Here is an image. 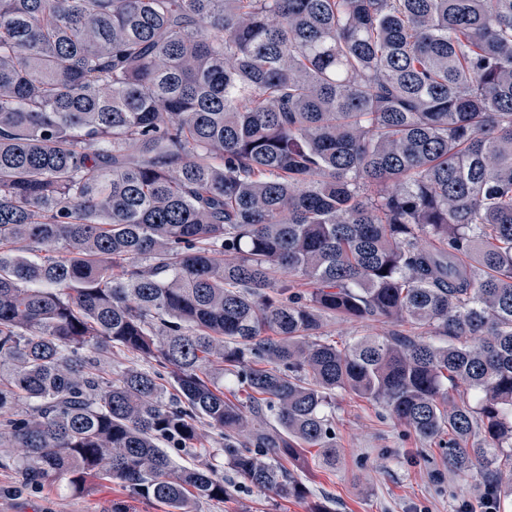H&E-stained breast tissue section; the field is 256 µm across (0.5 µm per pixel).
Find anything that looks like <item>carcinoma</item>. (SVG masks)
<instances>
[{
	"mask_svg": "<svg viewBox=\"0 0 512 512\" xmlns=\"http://www.w3.org/2000/svg\"><path fill=\"white\" fill-rule=\"evenodd\" d=\"M335 316L447 343L339 347ZM115 350L149 366L114 372ZM338 390L508 507L512 0H0L18 481L117 479L196 512L224 477L166 448L205 424L237 474L301 498L278 462L336 467Z\"/></svg>",
	"mask_w": 512,
	"mask_h": 512,
	"instance_id": "obj_1",
	"label": "carcinoma"
}]
</instances>
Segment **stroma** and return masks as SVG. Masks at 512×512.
Returning <instances> with one entry per match:
<instances>
[{
  "mask_svg": "<svg viewBox=\"0 0 512 512\" xmlns=\"http://www.w3.org/2000/svg\"><path fill=\"white\" fill-rule=\"evenodd\" d=\"M400 325L371 319H330L322 328L327 341L343 346L364 337H388ZM331 413L341 462L330 469L319 465L315 449L303 462L287 467L306 485L302 498H281L263 492L229 469L217 432L206 446L230 485L223 502H202L197 512H311L314 502L328 497L334 512H488L489 506L473 480L449 473L443 450L420 442L395 426L379 405L346 391H337ZM167 512L164 505L134 494L119 481L74 493L67 480L23 487L15 463L0 458V512Z\"/></svg>",
  "mask_w": 512,
  "mask_h": 512,
  "instance_id": "obj_1",
  "label": "stroma"
}]
</instances>
